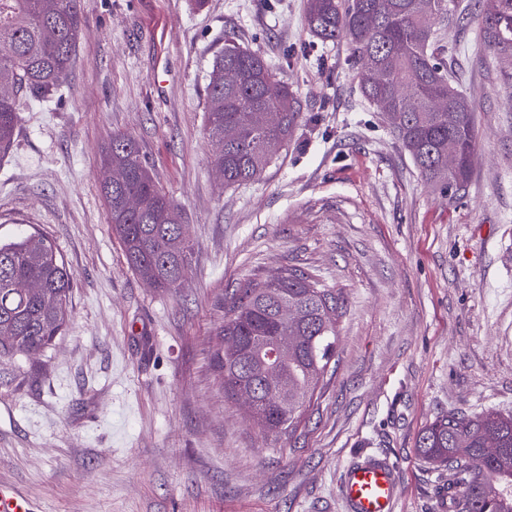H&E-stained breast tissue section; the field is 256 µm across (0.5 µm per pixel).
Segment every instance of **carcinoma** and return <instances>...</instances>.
<instances>
[{
	"label": "carcinoma",
	"instance_id": "obj_1",
	"mask_svg": "<svg viewBox=\"0 0 512 512\" xmlns=\"http://www.w3.org/2000/svg\"><path fill=\"white\" fill-rule=\"evenodd\" d=\"M479 37L495 56L512 57V0H477ZM453 0H307V25L323 42L344 37L361 67L363 95L386 116L420 176L453 197L471 177L477 150L475 113L434 48L435 24ZM86 21L81 0H0V155L13 143L18 110L62 91ZM238 80L224 83V70ZM270 112L282 114L277 125ZM301 117L298 100L277 69L224 32L206 90L205 122L220 145L211 164L224 185L259 178L288 145ZM100 183L112 231L132 270L163 292L182 288L191 245L172 196L153 180L136 139L114 132L104 147ZM135 198L139 207L126 208ZM73 274L55 245L34 233L0 239V359L49 348L70 315ZM291 314L279 316L283 303ZM339 298L299 269L235 290L217 336L213 364L227 397L246 406L264 433L291 431L328 371L336 345ZM278 376L294 402L276 403L267 379ZM418 457L456 477V512H512V415L450 413L417 435Z\"/></svg>",
	"mask_w": 512,
	"mask_h": 512
}]
</instances>
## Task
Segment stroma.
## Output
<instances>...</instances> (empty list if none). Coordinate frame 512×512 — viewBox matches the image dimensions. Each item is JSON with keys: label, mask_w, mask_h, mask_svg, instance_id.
Segmentation results:
<instances>
[{"label": "stroma", "mask_w": 512, "mask_h": 512, "mask_svg": "<svg viewBox=\"0 0 512 512\" xmlns=\"http://www.w3.org/2000/svg\"><path fill=\"white\" fill-rule=\"evenodd\" d=\"M438 40L475 108L471 182H424L306 0H82L62 96L22 105L0 158V239L37 231L74 277L44 352L0 361V484L36 512H342L344 470L397 463L396 512H445L451 472L415 452L451 411L512 414V91L476 41L475 0ZM235 29L302 118L262 176L210 163L207 74ZM134 135L192 245L182 288L128 266L99 191L112 132ZM288 268L339 297L336 356L292 435L262 433L211 366L227 293Z\"/></svg>", "instance_id": "stroma-1"}]
</instances>
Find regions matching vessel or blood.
Wrapping results in <instances>:
<instances>
[{"label":"vessel or blood","instance_id":"vessel-or-blood-1","mask_svg":"<svg viewBox=\"0 0 512 512\" xmlns=\"http://www.w3.org/2000/svg\"><path fill=\"white\" fill-rule=\"evenodd\" d=\"M347 512H395L399 491L389 457L375 456L349 466L340 485ZM0 512H34L18 489L0 484Z\"/></svg>","mask_w":512,"mask_h":512}]
</instances>
